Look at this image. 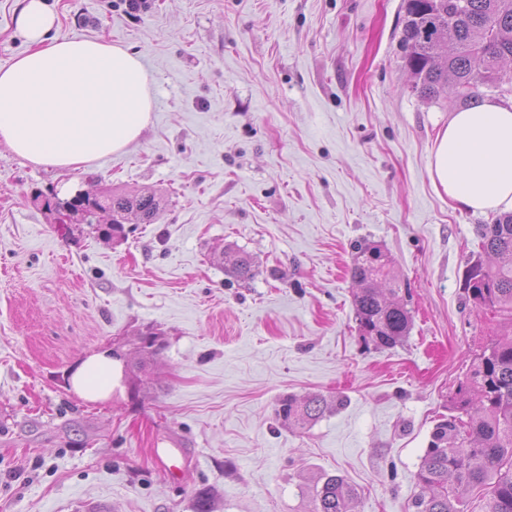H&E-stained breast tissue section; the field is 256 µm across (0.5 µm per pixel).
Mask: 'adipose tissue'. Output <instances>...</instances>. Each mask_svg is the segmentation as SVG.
Instances as JSON below:
<instances>
[{
	"label": "adipose tissue",
	"instance_id": "1",
	"mask_svg": "<svg viewBox=\"0 0 512 512\" xmlns=\"http://www.w3.org/2000/svg\"><path fill=\"white\" fill-rule=\"evenodd\" d=\"M18 30L30 47L0 67V142L32 164L68 169L123 151L150 123L153 78L138 55L101 40L57 36L45 0H21ZM430 175L437 192L472 212L512 210V106L493 100L451 113ZM121 366L85 358L73 391L106 400Z\"/></svg>",
	"mask_w": 512,
	"mask_h": 512
}]
</instances>
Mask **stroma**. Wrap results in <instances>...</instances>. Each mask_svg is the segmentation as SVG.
Listing matches in <instances>:
<instances>
[{
	"instance_id": "stroma-1",
	"label": "stroma",
	"mask_w": 512,
	"mask_h": 512,
	"mask_svg": "<svg viewBox=\"0 0 512 512\" xmlns=\"http://www.w3.org/2000/svg\"><path fill=\"white\" fill-rule=\"evenodd\" d=\"M59 31L122 45L154 77L152 123L90 166L45 169L0 144V512H306L339 474L356 512H409L424 450L500 319L463 275L492 214L438 195L429 165L461 103L411 89L402 0H47ZM0 0V67L26 49ZM155 192L152 224L109 240L45 200ZM379 246L411 312L392 348L358 333L353 244ZM248 252L242 283L219 256ZM164 349L137 368L140 332ZM120 351L108 400L74 393ZM331 403L304 429L280 397ZM177 448L179 479L155 451ZM116 358L122 355L112 352ZM108 352L95 353L85 358L71 376L73 391L89 401L107 400L112 397V386L121 371L119 360Z\"/></svg>"
}]
</instances>
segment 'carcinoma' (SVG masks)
I'll return each instance as SVG.
<instances>
[{
    "label": "carcinoma",
    "mask_w": 512,
    "mask_h": 512,
    "mask_svg": "<svg viewBox=\"0 0 512 512\" xmlns=\"http://www.w3.org/2000/svg\"><path fill=\"white\" fill-rule=\"evenodd\" d=\"M403 42L410 47L406 65L414 75L412 91L431 99L448 88L466 90L462 103L479 99L478 89L503 88L512 72V0H404ZM454 15L448 25V15ZM453 42L448 48L446 41ZM46 208L60 224H92L98 214L112 217L105 234L121 238L131 219L156 221L161 200L150 191L122 194L110 188L78 192L47 200ZM478 258L465 270L466 298L480 309L507 316L508 327L471 361L459 383L448 416L434 427L416 474L419 494L414 512H465L467 496L486 492L487 512H512V214L481 224ZM228 271L242 281L255 276L249 255L225 251ZM391 260L377 247L358 246L351 267L357 288L353 293L358 332L367 344L390 348L409 333L410 310L399 299L400 285ZM136 350L153 357L162 350L158 334L141 335ZM329 404L321 394L301 399L285 395L275 416L304 429L325 414ZM311 512H355L357 493L338 474H324L303 490Z\"/></svg>",
    "instance_id": "obj_1"
}]
</instances>
